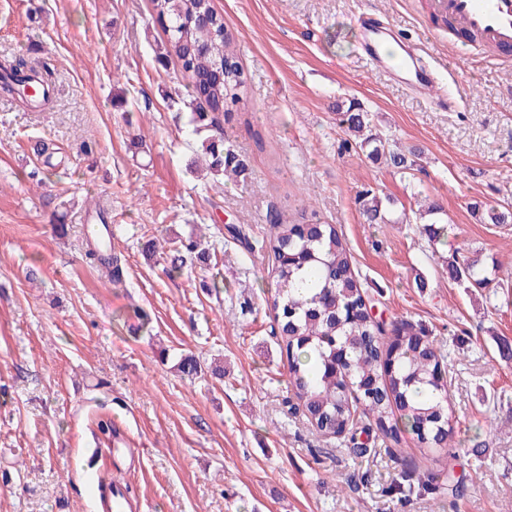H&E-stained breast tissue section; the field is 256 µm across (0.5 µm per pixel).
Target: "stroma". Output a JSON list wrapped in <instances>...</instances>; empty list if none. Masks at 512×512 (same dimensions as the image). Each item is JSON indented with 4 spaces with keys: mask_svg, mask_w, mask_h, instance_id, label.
Instances as JSON below:
<instances>
[{
    "mask_svg": "<svg viewBox=\"0 0 512 512\" xmlns=\"http://www.w3.org/2000/svg\"><path fill=\"white\" fill-rule=\"evenodd\" d=\"M212 5L247 78L224 123L249 164L239 184L190 170L199 137L177 63L155 60L164 35L150 0H0V61L22 56L55 78L42 111L0 95V512H105L103 470L125 485L127 512H512V287L465 288L445 264L459 249L512 271V224L476 210L512 207V63L460 52L427 0ZM362 10L427 47L458 111L361 59ZM353 98L392 149L417 154L410 174L344 148L335 105ZM369 187L396 199L387 223L360 215ZM427 197L447 213V243L430 245L409 218ZM101 205L119 285L82 260ZM312 208L345 237L377 317L424 325L444 354L454 429L440 455L377 433L358 456L294 397L267 304L268 217ZM199 225L207 263L169 276L146 241ZM186 356L202 376L179 372ZM406 462L466 478L463 495L400 502L390 488Z\"/></svg>",
    "mask_w": 512,
    "mask_h": 512,
    "instance_id": "stroma-1",
    "label": "stroma"
}]
</instances>
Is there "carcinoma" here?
<instances>
[{
    "instance_id": "obj_1",
    "label": "carcinoma",
    "mask_w": 512,
    "mask_h": 512,
    "mask_svg": "<svg viewBox=\"0 0 512 512\" xmlns=\"http://www.w3.org/2000/svg\"><path fill=\"white\" fill-rule=\"evenodd\" d=\"M150 2L165 34L157 61L162 65L170 59L178 63L193 132L207 133L200 142L197 165L215 176L236 183L245 181L247 160L226 142L222 124L225 115L240 107L247 92L237 44L224 16L211 0ZM35 74L52 87L51 70L39 72L21 57L7 60L0 67V90L22 98L26 83ZM338 114L340 124L350 132L345 140L348 148L374 164L384 162L404 174L411 169L404 153L364 134L369 113L359 101L352 99L338 106ZM387 203L391 199H382L371 188L357 196L360 214L370 224L384 222ZM419 216L424 220L422 234L431 244L448 238L440 204L430 203L419 210ZM484 220L509 224L512 213L492 206L485 210ZM269 223L277 280L270 307L288 361L289 384L307 419L328 434L346 431L360 456L369 449L357 441L356 412L386 438L396 441L400 429L393 418L398 411L422 450L433 453L448 447L452 412L445 384L437 377L444 356L428 339L425 327L406 320L386 324L373 317L346 242L335 225L321 222L316 211L303 217V222L290 224L274 210ZM203 240L202 234L188 242L173 238L169 246L162 247L168 273L180 274L187 263L204 259L208 252ZM84 257L110 281H123V267L112 250L93 245ZM499 272L497 267L489 268L465 256L454 255L448 260L449 278L470 288L499 287ZM303 275L314 278L318 288L299 291L295 283ZM436 486L434 475L417 479L408 468L401 472V481L394 489L407 500L416 490L429 491Z\"/></svg>"
}]
</instances>
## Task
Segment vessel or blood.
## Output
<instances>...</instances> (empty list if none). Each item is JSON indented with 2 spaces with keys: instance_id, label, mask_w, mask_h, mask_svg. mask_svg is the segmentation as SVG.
I'll list each match as a JSON object with an SVG mask.
<instances>
[{
  "instance_id": "obj_1",
  "label": "vessel or blood",
  "mask_w": 512,
  "mask_h": 512,
  "mask_svg": "<svg viewBox=\"0 0 512 512\" xmlns=\"http://www.w3.org/2000/svg\"><path fill=\"white\" fill-rule=\"evenodd\" d=\"M433 15L450 18L453 24L473 34L478 41L497 47L512 46V0H429ZM357 23L364 32V58L385 71L414 94H426L436 86V67L416 46L407 44L398 62L383 56V44L391 25L363 13Z\"/></svg>"
}]
</instances>
